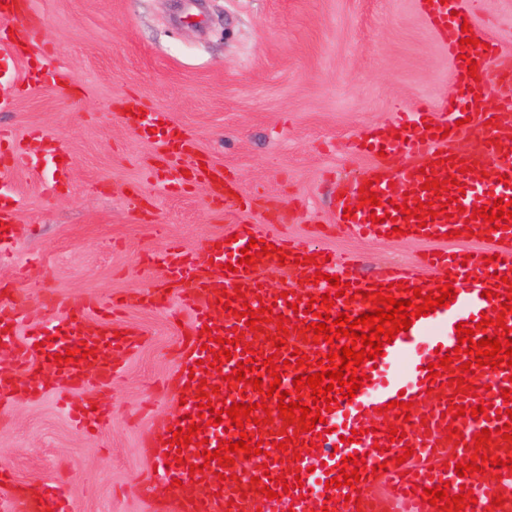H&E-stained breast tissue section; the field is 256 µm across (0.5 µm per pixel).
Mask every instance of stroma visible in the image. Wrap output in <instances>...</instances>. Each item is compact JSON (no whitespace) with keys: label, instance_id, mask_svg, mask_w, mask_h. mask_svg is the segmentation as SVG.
<instances>
[{"label":"stroma","instance_id":"stroma-1","mask_svg":"<svg viewBox=\"0 0 512 512\" xmlns=\"http://www.w3.org/2000/svg\"><path fill=\"white\" fill-rule=\"evenodd\" d=\"M52 65L79 84L62 99L51 72L35 75L37 51L0 46V126L25 144V163L0 176L19 213L0 256V290L106 303L164 286L148 263L169 242L198 255L232 231L207 187L172 194L154 176L155 140L131 131L114 100L134 95L169 112L255 203L245 221L274 237L312 239L355 256L373 278L415 261L428 244L345 236L331 222L344 178L373 159L347 141L395 123L396 104L432 106L454 91L446 51L416 0H33ZM476 21L512 55V0H471ZM71 163V189L51 191L55 149ZM135 188L136 197L127 195ZM288 213L264 221L268 207ZM118 326L142 331L106 387L81 398L106 403L95 430L70 427L57 390L0 407V460L22 483H64L72 512H150L154 454L178 414L173 381L192 316L122 309Z\"/></svg>","mask_w":512,"mask_h":512}]
</instances>
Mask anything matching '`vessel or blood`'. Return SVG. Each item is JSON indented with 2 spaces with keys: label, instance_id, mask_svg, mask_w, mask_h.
<instances>
[{
  "label": "vessel or blood",
  "instance_id": "obj_1",
  "mask_svg": "<svg viewBox=\"0 0 512 512\" xmlns=\"http://www.w3.org/2000/svg\"><path fill=\"white\" fill-rule=\"evenodd\" d=\"M463 0H423L421 10L432 30L448 50L452 77L456 91L445 101L439 112H430L421 105L402 113L399 122L403 126L400 138L388 134L373 135L366 140H353L355 152L366 151L375 159L374 165L365 172L377 193L379 206L364 205L352 217H343L346 206L358 199V191H350L337 200L335 214L343 218V227L359 234L374 237L393 230L389 214L396 204L405 202L416 206L417 202H430L434 198L449 199L447 216H439L419 226L416 218L402 222V229L414 230L420 237H434L441 246L439 254H425L416 266L384 267L377 279L365 281L355 277L353 262L336 264L329 260L326 250L312 247L305 241H270L258 234L252 224L238 222L234 228L235 242L208 247L205 253L209 268H202L200 259L190 256L180 247H172L156 256L155 264L163 268L167 279L181 288L182 300L193 315L192 330L196 338L175 378L176 385L185 386L186 403L183 414L197 415L199 408L198 385L203 379L202 363L213 360L212 352L203 350L209 342L211 327H218L219 335L231 339L234 333L244 335L242 343H232V359L223 363L222 374L236 372L238 362L247 361L248 349L270 356L280 354L288 360L292 351L309 355L311 362H318L328 354L330 345L325 340L306 341L303 327L313 322L315 314L333 311L348 312L352 317L370 312L371 302L348 296L335 298L333 308L324 305H307L300 300L298 289H290L287 297H280L277 289L264 287L262 267L283 265L290 281L315 280L314 297L330 291V275H339L341 282L359 291L379 288L390 283L405 282V288L418 287L429 291L451 283L457 295L448 306L436 309L429 315L414 319L408 330L398 333L393 342L384 344L383 357L376 362H364L361 370L368 379L359 388L354 399L341 398L339 391H332V398L339 404L334 411L325 412V420L316 424L313 431L304 435L303 443L297 444L300 460L281 467L284 452L278 442L287 434L295 433V426L287 425L279 417H271L270 427L245 423L243 428H225L224 425L207 426L204 433L207 447L195 445L177 450L170 449V456H183L184 466L164 468L157 478L159 486L169 493L158 501L159 512H255L264 496L253 489V478L270 474L285 476L287 482L302 479V488L281 492L279 484H272V491L293 512H388L390 502L405 505L407 512H436L429 503L426 488L449 482L450 495L460 494L462 488L472 489L477 504L475 512H512V480L498 483L497 487L474 484L470 477H459L453 466L471 457L474 451L490 453L500 458L512 455V443L504 441L496 432L497 427L512 423L506 416V404L501 396L503 388L512 386V370L507 365L498 369L484 366L477 368L483 388L477 395H457L451 387L432 392V382L426 368L437 355L452 352L458 344L457 325L466 323L474 329L477 338L493 336V327H481L482 317H496L500 299L484 298L483 293L495 289L499 277L512 280V227L491 230L489 224L473 219V206H489L494 200L512 199V96L495 95L494 88L512 82V67L507 66L506 55L497 42L480 26H472L471 32L479 39V46H460L463 37L461 11ZM43 21L31 8V0H0V44L7 42L21 48L38 40L42 35ZM478 64L477 75H468V60ZM130 109L129 122L135 131L152 128L161 145L158 168L155 175L170 192L179 193L189 186L202 183L207 186L215 203L237 212L251 207L247 194H235L236 184L223 166L208 162L197 151L192 136H181L168 112L151 109L136 98L123 102ZM449 129L445 138L432 136L431 128ZM474 132L481 139L479 149L465 151L461 142L465 134ZM23 145L11 141L8 130L0 131V170L16 166L22 159ZM454 176L456 186L441 193L424 187L427 178ZM470 227L476 235L490 237L487 246L454 245L445 247V236L450 231ZM257 246L275 245V253L263 257L261 265L249 270H227V263L237 264L241 251L249 242ZM317 256L318 270H310L305 258ZM492 256V263H485V256ZM323 272V279H316V272ZM245 293V300H238V293ZM232 295L230 307L219 305L222 294ZM49 305L64 309L63 331L75 336L95 351L94 367L86 363L65 361L51 364L44 345L43 328L20 330L18 325L0 328L1 336L14 338L15 363L11 373L0 372V400L11 395L13 387L8 376L21 378L22 394H39L44 390L46 374H53L60 386L72 392L84 388L88 379L110 383L115 373V362L132 352L140 344L139 333L115 334L112 324V308L97 309L89 304L62 302L49 298ZM252 308L270 307L273 314L288 318L291 329L285 335V345L275 349L272 341L277 332L276 323L265 324L263 333L253 334L243 318L237 314L243 304ZM96 312L97 324L87 328L83 317ZM24 333V341H17V333ZM404 399L411 404L410 419L397 418L388 410L389 402ZM474 407L485 405L484 417L475 419L465 415L447 422L444 418L450 405ZM109 413L107 405L92 409L90 404L72 401L68 414L75 424L85 429L103 423ZM396 425L406 433L405 439L388 440L385 431ZM455 426L464 436L463 445H455L449 439L446 428ZM491 429L494 435L489 442L475 443L476 433ZM250 434L261 440V455L244 458L235 454L234 465L222 468L218 463H205L203 450H216L220 441H239L241 434ZM354 435V442H347V435ZM412 445L414 453L406 462L393 464L394 456L400 455L405 445ZM365 458L368 469L363 472L357 486L327 487L326 482L337 476L342 460L348 456ZM197 465V472H190V465ZM360 494V504L346 502V495ZM503 495L505 503L492 507L493 495Z\"/></svg>",
  "mask_w": 512,
  "mask_h": 512
}]
</instances>
